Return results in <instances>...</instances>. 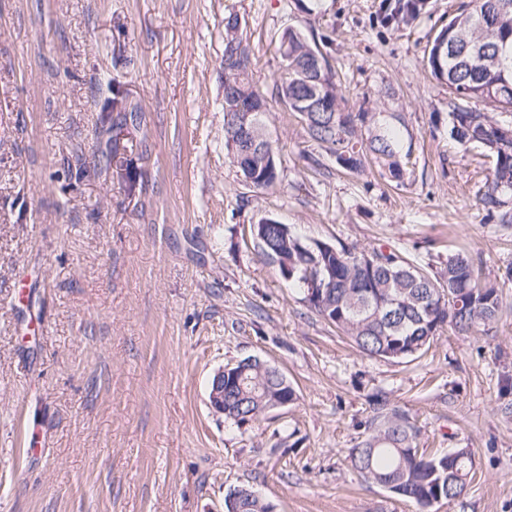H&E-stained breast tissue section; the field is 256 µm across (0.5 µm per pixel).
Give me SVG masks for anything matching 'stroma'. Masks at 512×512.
<instances>
[{"label": "stroma", "mask_w": 512, "mask_h": 512, "mask_svg": "<svg viewBox=\"0 0 512 512\" xmlns=\"http://www.w3.org/2000/svg\"><path fill=\"white\" fill-rule=\"evenodd\" d=\"M460 0L416 21L385 0H0V512H224L235 487L274 512H415L347 462L385 393L427 456L469 449L466 495L434 512H512V283L485 332L443 331L422 357L359 352L260 256L265 218L306 239L383 246L417 266L463 253L490 276L512 227L477 202L487 170L448 137V88L423 62ZM271 93L283 28L329 57L352 111L401 113L414 167L396 184L308 164L318 148L275 103L280 183L242 182L224 151V20ZM144 110L128 126L134 185L98 158L112 85ZM247 357L296 391L240 427L210 383Z\"/></svg>", "instance_id": "35a3bbf8"}]
</instances>
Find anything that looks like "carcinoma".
<instances>
[{"label": "carcinoma", "mask_w": 512, "mask_h": 512, "mask_svg": "<svg viewBox=\"0 0 512 512\" xmlns=\"http://www.w3.org/2000/svg\"><path fill=\"white\" fill-rule=\"evenodd\" d=\"M421 9L420 0H396L391 7L396 20L406 22ZM279 51L286 64L268 97L250 83L253 57L238 20L225 21L224 148L243 182L258 190L279 184L278 153L266 123L273 100L300 117L310 141L338 169L360 172L370 160L392 180L403 181L411 150L404 149L402 117L350 111L328 56L301 30L285 28ZM423 61L455 99L448 113L450 138L464 152L479 146L491 158L479 204L498 226H511L512 121L498 115L512 112V0H468L427 44ZM469 99L483 101L491 111L462 105ZM112 111L114 132L142 121V107L126 103L118 87L112 90ZM101 157L121 181L130 177L117 136ZM252 233L259 253L303 289L319 317L366 355L387 361L421 357L446 328L471 335L495 322L503 309L504 282L512 281V267L498 280L483 273L482 263L460 254L427 270L394 251L308 242L272 218ZM295 398L281 371L258 358H245L224 375V419L238 425ZM374 410L373 431L348 455L360 478L409 499L417 512H432L438 501L466 495L470 459L453 471L446 455L424 457L416 446L418 429L404 411L381 397ZM224 510L271 512L272 507L249 488L238 487L225 495Z\"/></svg>", "instance_id": "obj_1"}]
</instances>
